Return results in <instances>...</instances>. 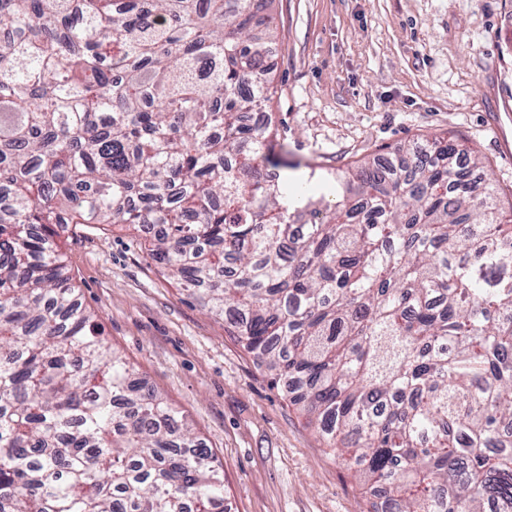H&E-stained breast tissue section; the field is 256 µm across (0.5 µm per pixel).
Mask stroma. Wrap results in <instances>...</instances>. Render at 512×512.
I'll return each mask as SVG.
<instances>
[{
    "label": "stroma",
    "mask_w": 512,
    "mask_h": 512,
    "mask_svg": "<svg viewBox=\"0 0 512 512\" xmlns=\"http://www.w3.org/2000/svg\"><path fill=\"white\" fill-rule=\"evenodd\" d=\"M269 111L282 156L347 170L452 137L481 157L500 206L512 160L485 123L512 94V0H275ZM148 230L88 227L67 263L104 334L213 449L224 512H369L354 469L291 406L233 330L147 257Z\"/></svg>",
    "instance_id": "35a3bbf8"
}]
</instances>
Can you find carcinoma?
I'll list each match as a JSON object with an SVG mask.
<instances>
[{
    "mask_svg": "<svg viewBox=\"0 0 512 512\" xmlns=\"http://www.w3.org/2000/svg\"><path fill=\"white\" fill-rule=\"evenodd\" d=\"M274 0H0V512H224L204 439L79 299L62 234L148 255L229 322L382 512H512V217L435 139L269 168Z\"/></svg>",
    "mask_w": 512,
    "mask_h": 512,
    "instance_id": "1",
    "label": "carcinoma"
}]
</instances>
